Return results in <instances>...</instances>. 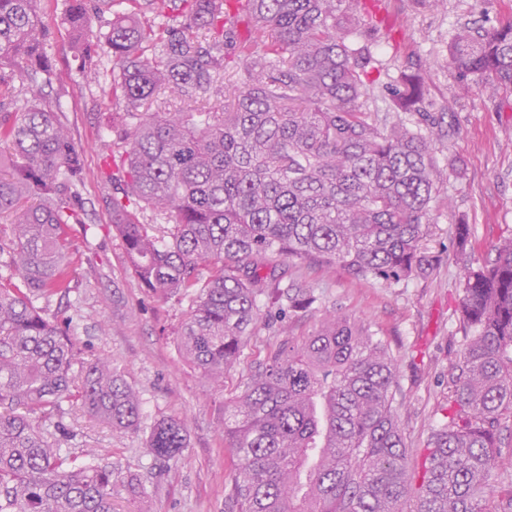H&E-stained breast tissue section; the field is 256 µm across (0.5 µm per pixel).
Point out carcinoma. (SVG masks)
Instances as JSON below:
<instances>
[{
	"label": "carcinoma",
	"mask_w": 512,
	"mask_h": 512,
	"mask_svg": "<svg viewBox=\"0 0 512 512\" xmlns=\"http://www.w3.org/2000/svg\"><path fill=\"white\" fill-rule=\"evenodd\" d=\"M108 2L130 5L103 34L117 66L107 94L130 108L112 118V227L141 287L191 303L179 347L211 386L243 355L260 298L293 315L318 302L313 288H282L283 261L358 280L428 273L441 120L408 70L387 87L383 122L372 119L370 43L381 26L373 11L360 23L362 0ZM66 4L85 71L84 0ZM243 16L250 30L230 72L226 41ZM47 39L37 0H0V148L10 149L0 152V218L10 220L0 240V512H116L121 496L144 497L141 478L77 462L32 419L79 404L123 433L142 416L112 360L81 361L72 319L40 306L70 291L67 228L81 223L84 181L66 116L43 97L62 83ZM448 62L465 90L477 79L492 95L512 93V26L456 28ZM5 69L28 82L21 112ZM146 211L168 236L152 233ZM460 323L447 421L418 469L407 462L395 362L371 325L332 310L270 353L224 421L240 462L229 490L237 512H512V479L495 474L512 420V238L466 268ZM186 447L182 418L157 421L146 441L161 469Z\"/></svg>",
	"instance_id": "cac0c4a2"
}]
</instances>
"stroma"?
<instances>
[{"instance_id": "1", "label": "stroma", "mask_w": 512, "mask_h": 512, "mask_svg": "<svg viewBox=\"0 0 512 512\" xmlns=\"http://www.w3.org/2000/svg\"><path fill=\"white\" fill-rule=\"evenodd\" d=\"M389 32L377 36L374 56L380 71L369 96L384 97L385 86L401 70L420 66L427 98L445 109L432 148L443 173L447 207H434L426 246L433 257L429 275L399 283L351 278L341 267L329 272L301 261L284 263L286 277L312 285L321 300L307 315L289 322L262 317L240 361L211 388L182 356L176 331L188 316V300L162 298L141 288L125 249L111 227L108 202L112 115L126 106L112 101L88 81L73 57L64 0H41L40 15L50 31L46 52L64 79L51 101L66 112L84 162L85 221L69 227L74 265L72 289L45 305L51 318L73 317L70 331L84 361L111 358L142 402L137 430L116 433L70 407L64 422L74 436L62 441L80 455L94 450L98 462L141 475L146 497L137 504L117 499L118 512H235L225 485L239 460L224 444L226 407L240 395L271 349L315 330L323 308H333L379 329L395 359L398 414L416 464L442 422L448 399V372L464 343L458 306L467 267L494 259L500 237L512 236V96L489 97L481 87L458 91L447 64L453 31L485 20L512 24V0H444L430 11L415 0H384ZM470 227L466 251L453 244L455 225ZM180 417L187 423V446L165 471H158L146 448L154 423Z\"/></svg>"}]
</instances>
